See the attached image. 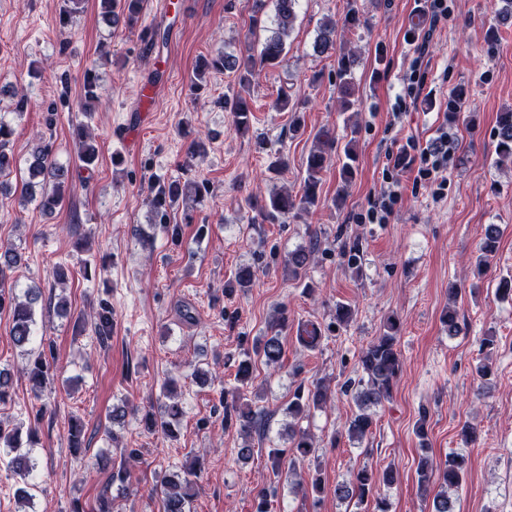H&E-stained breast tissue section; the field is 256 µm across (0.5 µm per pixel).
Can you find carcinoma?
Instances as JSON below:
<instances>
[{"label":"carcinoma","mask_w":512,"mask_h":512,"mask_svg":"<svg viewBox=\"0 0 512 512\" xmlns=\"http://www.w3.org/2000/svg\"><path fill=\"white\" fill-rule=\"evenodd\" d=\"M100 14L106 23L115 28L132 29L142 15L145 0H98ZM275 5L276 28L262 45L259 54L255 55L251 49H246L239 56L227 55L223 52L214 57H203L199 60L195 75L194 88L199 91L207 82V77L213 71H229L234 74L238 91L235 96L224 101V105L233 114L235 129L244 134L250 128L251 108L246 94L250 92L253 78L259 68H274L285 62V40L289 37L296 17L295 7L298 0H273ZM84 0H63L59 12V22L67 26L76 14L82 12ZM364 24L360 15L351 12L342 22L332 21L323 25L314 42L316 53L323 55H336L337 77L339 88L344 94L341 100L343 109L348 110L353 102L348 99L353 85V66L356 58L336 44V28L348 30ZM112 56L111 45L102 43L98 47V60L83 70L81 85V111L90 116L93 106L100 100L103 85L99 72L100 64L109 61ZM11 102L12 113L20 116L27 111L31 103L30 86H1L0 102L4 99ZM15 133L12 124L0 116V194L10 192L8 183L2 177L17 168V158L13 154L10 143ZM76 150L79 168L91 171L98 158V150L89 133V126L80 122L74 127ZM314 145L310 149L305 162V177L301 194L296 196L290 193H273L268 202L261 206V210L268 215L286 216L295 210H305L320 202V186L322 173L328 161V151L336 145V137L327 128H322L313 136ZM497 152L502 157L512 159V112H501L497 119ZM345 161L340 168V180L346 184L353 178L356 155L351 144L344 148ZM28 180L25 186L26 202H35L40 210L51 215L61 208L69 194V169L57 164L53 144L46 140H39L28 153L25 159ZM209 192L205 182L187 179L183 182L173 180L155 185L151 192L150 213L154 224L170 223V209L181 198L193 197L197 200L204 198ZM500 229L495 224L486 227L484 239L480 246V265L493 257L497 250ZM316 244L308 249L299 248L288 254L284 266L295 276L304 273L309 265ZM22 254L16 246L6 243L0 244V311H9L12 318L10 337L13 344L21 349L25 355H31L29 345L33 341L35 324V305L42 298L41 289L31 287L27 290L25 298L17 296L13 287H5L10 272L19 266ZM288 324V316L281 315L270 322V335L255 344V351L242 352L238 361L235 380L237 387L231 391V400L224 401V425L234 423L239 429L248 434L264 426L263 410L242 402L245 396L244 388L249 385L253 374V359L256 355L268 366L281 362L283 347L279 338V331ZM401 320L396 315L386 319L383 333L373 340L360 354L359 366L362 375L353 384L356 385L353 401L357 412L348 422V436L354 440H362L371 433L373 416L368 413L372 407L381 405L392 396L393 387L402 372V360L397 349V338L401 331ZM94 332L101 338L112 334V313L107 307L97 312L94 323ZM26 374L32 385V391L42 393L51 385L50 363L42 355L37 356L26 368ZM328 399V391L321 384H316L307 390L304 386L296 387L288 402V414L293 417L302 415L307 408L321 407ZM182 415V407L175 401L160 406L155 413L146 414L148 430L160 433L165 437H176V423ZM20 426L10 427L0 422V452L7 457L6 468L19 476L24 487L19 493L27 500L32 501L34 495L31 490L35 485L28 482L35 468L31 453L36 443V429H29V446L24 448L19 440ZM66 436L69 446L81 448L85 443V430L83 425L68 421ZM318 445L304 430L290 435V446L281 448L275 444L269 449V458L272 464V473L275 479H280L279 464L283 457L293 454L302 460L316 458ZM418 485L424 490L428 485H439L440 491L432 499V512H456L457 491L462 485L465 474V459L458 454H450L445 461L436 465L426 456L420 457L417 464ZM201 478V469L193 466L181 474L165 476L160 483L163 512H193V495L190 490L197 485ZM336 494L343 500H357L362 504L373 497L376 503V512H389L386 499L376 495V482L373 473L362 468L351 474L350 478L336 487Z\"/></svg>","instance_id":"cac0c4a2"}]
</instances>
